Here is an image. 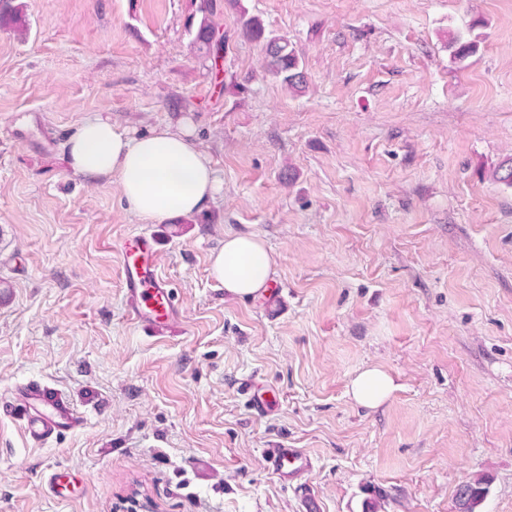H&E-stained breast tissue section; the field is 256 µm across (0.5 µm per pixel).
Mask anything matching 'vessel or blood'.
Masks as SVG:
<instances>
[{"label": "vessel or blood", "mask_w": 512, "mask_h": 512, "mask_svg": "<svg viewBox=\"0 0 512 512\" xmlns=\"http://www.w3.org/2000/svg\"><path fill=\"white\" fill-rule=\"evenodd\" d=\"M122 268L131 299L129 312L143 331L157 332L177 316L170 288L157 272V253L152 237L138 235L125 242ZM33 441L42 443L60 434L81 429L84 417L54 387L30 383L21 388L16 400L0 404ZM268 470L280 480L294 478L312 466L298 448H273L266 456Z\"/></svg>", "instance_id": "b4317fda"}]
</instances>
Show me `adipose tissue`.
I'll return each mask as SVG.
<instances>
[{"label": "adipose tissue", "instance_id": "ef3b65f1", "mask_svg": "<svg viewBox=\"0 0 512 512\" xmlns=\"http://www.w3.org/2000/svg\"><path fill=\"white\" fill-rule=\"evenodd\" d=\"M66 152L74 174L93 183L118 182L131 211L147 221L201 212L218 190L209 157L181 129L155 128L132 137L99 116L79 125ZM211 273L227 293L255 295L270 283L272 258L258 234L229 233L211 257ZM395 389L387 372L368 367L351 380L348 393L357 404L375 408Z\"/></svg>", "mask_w": 512, "mask_h": 512}]
</instances>
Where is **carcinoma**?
Wrapping results in <instances>:
<instances>
[{"label":"carcinoma","instance_id":"obj_1","mask_svg":"<svg viewBox=\"0 0 512 512\" xmlns=\"http://www.w3.org/2000/svg\"><path fill=\"white\" fill-rule=\"evenodd\" d=\"M220 11L218 0H199V19L194 29L193 44L206 57L223 50L224 35L219 33L216 21ZM239 22L244 36L262 45L268 71L280 78L292 92H303L307 83L306 73L288 39L267 32L261 21L248 15L243 8L240 9ZM1 24L24 34L23 5L15 3V0H0ZM448 47L452 49L453 58L458 61L472 57L479 51L477 41L465 40L457 35L449 38ZM490 178L495 183L512 188V157L501 161L491 171ZM487 493L486 480L481 477L462 483L456 491L457 512H478Z\"/></svg>","mask_w":512,"mask_h":512}]
</instances>
